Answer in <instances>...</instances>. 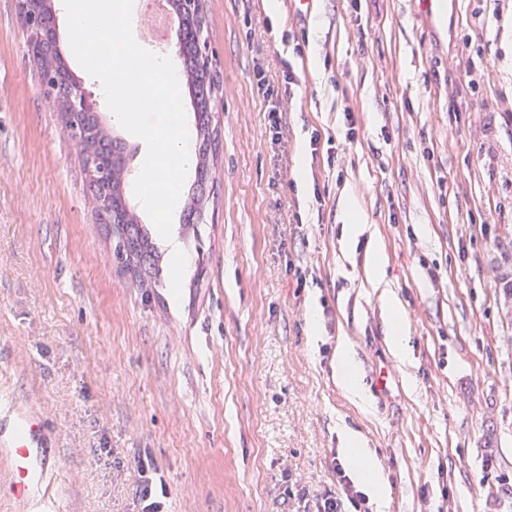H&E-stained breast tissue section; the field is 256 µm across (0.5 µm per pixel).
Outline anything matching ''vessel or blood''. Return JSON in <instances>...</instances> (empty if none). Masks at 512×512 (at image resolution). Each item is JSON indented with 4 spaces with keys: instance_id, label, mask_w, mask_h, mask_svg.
Returning <instances> with one entry per match:
<instances>
[{
    "instance_id": "vessel-or-blood-1",
    "label": "vessel or blood",
    "mask_w": 512,
    "mask_h": 512,
    "mask_svg": "<svg viewBox=\"0 0 512 512\" xmlns=\"http://www.w3.org/2000/svg\"><path fill=\"white\" fill-rule=\"evenodd\" d=\"M45 422L36 414H28L19 421L8 453L11 457L9 486L17 499L31 498L35 489L43 486L47 474Z\"/></svg>"
}]
</instances>
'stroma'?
<instances>
[{
    "instance_id": "35a3bbf8",
    "label": "stroma",
    "mask_w": 512,
    "mask_h": 512,
    "mask_svg": "<svg viewBox=\"0 0 512 512\" xmlns=\"http://www.w3.org/2000/svg\"><path fill=\"white\" fill-rule=\"evenodd\" d=\"M199 13L219 164L196 226L173 217L192 257L176 298L157 230L156 287L118 266L0 0V428L44 419L53 512H133L144 455L165 512H315L345 427L391 486L371 512H512V0H458L451 29L417 0ZM344 339L364 405L339 382ZM382 301L388 312V328L392 352L396 358L403 361L405 358L406 324L400 303L388 290L383 291Z\"/></svg>"
}]
</instances>
